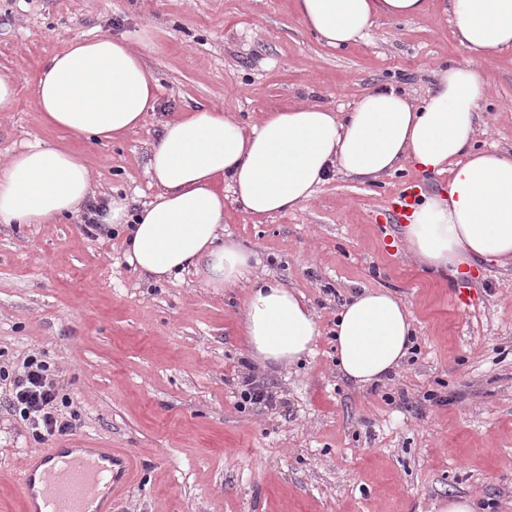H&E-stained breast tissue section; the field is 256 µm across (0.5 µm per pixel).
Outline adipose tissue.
Returning <instances> with one entry per match:
<instances>
[{"mask_svg":"<svg viewBox=\"0 0 512 512\" xmlns=\"http://www.w3.org/2000/svg\"><path fill=\"white\" fill-rule=\"evenodd\" d=\"M304 26L334 47L363 39L376 19L415 18L426 0H295ZM464 62L440 72L421 102L392 86L363 94L345 115L317 105L264 113L244 127L223 111L193 108L167 120L148 165L157 194L137 215L110 200L106 227L129 226L128 262L154 280L194 270L211 288L236 285L254 255L224 235V194L255 216L308 203L330 167L361 179L409 167L447 174V196H427L403 229L420 268L459 276L478 261L512 262V154L474 146L486 97L483 62L512 47V0H448ZM158 84L122 36L81 37L52 54L35 83L45 125L89 142H111L142 124ZM76 152L34 143L0 163V223L50 224L93 196ZM249 357L291 365L320 331L301 293L274 281L254 287L242 316ZM342 374L383 381L408 357L413 319L391 291L366 289L344 304L333 329Z\"/></svg>","mask_w":512,"mask_h":512,"instance_id":"1","label":"adipose tissue"}]
</instances>
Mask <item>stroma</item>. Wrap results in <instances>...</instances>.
<instances>
[{"label": "stroma", "instance_id": "1", "mask_svg": "<svg viewBox=\"0 0 512 512\" xmlns=\"http://www.w3.org/2000/svg\"><path fill=\"white\" fill-rule=\"evenodd\" d=\"M377 20L336 49L310 34L294 0H0V71L18 87L0 112V160L26 145L79 152L96 202L140 208L155 193L147 164L163 123L190 107L258 121L315 104L350 110L393 83L413 98L466 56L446 13ZM125 36L158 80L142 126L117 143L44 125L34 88L45 60L78 37ZM479 145L512 153V47L483 66ZM448 178L411 169L374 181L329 174L312 201L272 217L225 199V235L258 256L254 273L304 294L323 334L300 364L262 367L239 329L250 283L207 287L194 273L155 283L129 264L120 232L85 213L58 224L0 223V365L44 354L79 412L55 448H108L129 461L110 512H438L465 495L474 512H512V263L473 268L465 282L420 272L392 203ZM471 290L459 312L455 288ZM366 288H385L413 314L416 351L384 384L338 369L328 334ZM276 402L239 410L245 378ZM433 392L437 402L425 401ZM0 387V512H21L18 482L38 443L6 411Z\"/></svg>", "mask_w": 512, "mask_h": 512}]
</instances>
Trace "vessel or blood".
Wrapping results in <instances>:
<instances>
[{
    "label": "vessel or blood",
    "instance_id": "b4317fda",
    "mask_svg": "<svg viewBox=\"0 0 512 512\" xmlns=\"http://www.w3.org/2000/svg\"><path fill=\"white\" fill-rule=\"evenodd\" d=\"M421 190L408 185L393 203L399 222H406L418 205ZM113 466L112 451L93 449L90 456L63 458L59 449L43 448L26 460L21 477V504L30 507L35 494H42L44 512H88Z\"/></svg>",
    "mask_w": 512,
    "mask_h": 512
}]
</instances>
